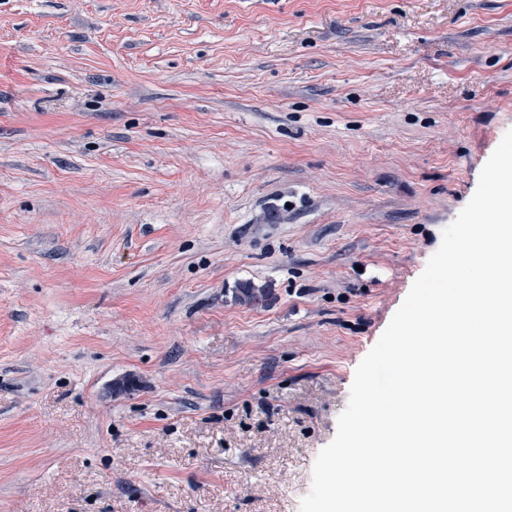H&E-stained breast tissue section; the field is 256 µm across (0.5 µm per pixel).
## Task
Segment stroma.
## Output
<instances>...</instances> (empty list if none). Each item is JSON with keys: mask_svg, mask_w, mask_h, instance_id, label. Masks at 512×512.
Returning <instances> with one entry per match:
<instances>
[{"mask_svg": "<svg viewBox=\"0 0 512 512\" xmlns=\"http://www.w3.org/2000/svg\"><path fill=\"white\" fill-rule=\"evenodd\" d=\"M512 130V0H0V512H300Z\"/></svg>", "mask_w": 512, "mask_h": 512, "instance_id": "35a3bbf8", "label": "stroma"}]
</instances>
